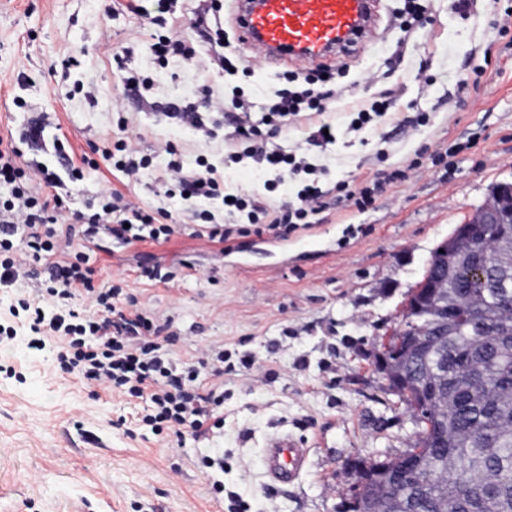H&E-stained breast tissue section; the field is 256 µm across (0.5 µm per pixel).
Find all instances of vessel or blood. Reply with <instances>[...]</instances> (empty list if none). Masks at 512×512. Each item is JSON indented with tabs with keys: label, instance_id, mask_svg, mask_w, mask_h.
<instances>
[{
	"label": "vessel or blood",
	"instance_id": "b4317fda",
	"mask_svg": "<svg viewBox=\"0 0 512 512\" xmlns=\"http://www.w3.org/2000/svg\"><path fill=\"white\" fill-rule=\"evenodd\" d=\"M242 43L267 64H320L366 41L375 30L380 0H230ZM309 451L285 433L263 449L271 481H296Z\"/></svg>",
	"mask_w": 512,
	"mask_h": 512
}]
</instances>
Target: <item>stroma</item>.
Wrapping results in <instances>:
<instances>
[{
    "instance_id": "stroma-1",
    "label": "stroma",
    "mask_w": 512,
    "mask_h": 512,
    "mask_svg": "<svg viewBox=\"0 0 512 512\" xmlns=\"http://www.w3.org/2000/svg\"><path fill=\"white\" fill-rule=\"evenodd\" d=\"M456 5L426 0L428 23L408 34L396 22L404 0H382L372 41L336 63V86H354L358 97L389 89L397 102L359 132L343 102L329 107L336 142L316 174L321 184L369 186L376 174L420 163L409 179L376 193L373 205L335 203L314 225L281 233L245 224L225 245L188 227L158 242L124 245L101 233L89 244L96 281L125 279L138 308L167 325L175 362L220 345L249 358L224 378L221 432L179 439L134 425L143 400L96 391L56 371L52 347L30 348L29 331L9 309L17 296L37 297L38 280L0 288V323L16 329L0 341V512H224L217 481L247 512H349L362 464L415 448V414L376 357L401 327L432 250L494 185L512 182V28H498L512 0H471L465 16ZM156 31L119 0H0V136L44 119L43 138L21 144L20 161L54 168L72 213L86 212L107 189L146 209L176 213L184 203L177 195L158 200L150 178L129 183L103 166L71 181L55 141L88 154L123 119L153 154L156 174L169 160V141L189 160L224 155L223 137L204 138L152 108L155 100L192 98L206 59L176 56L157 68ZM124 47L132 50L126 70L154 82L144 98L126 89V70L111 63V52ZM68 55L81 65L65 74L57 64ZM283 70L258 62L248 72L212 70L211 97L238 86L253 112H263ZM366 73L376 77L367 87L359 83ZM17 97L25 108L14 105ZM445 150L451 162L436 161ZM153 266L173 272L174 282L143 278ZM276 433L309 450L305 472L287 486L263 466L264 442ZM204 457L224 465L204 468Z\"/></svg>"
}]
</instances>
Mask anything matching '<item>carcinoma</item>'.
<instances>
[{
  "label": "carcinoma",
  "mask_w": 512,
  "mask_h": 512,
  "mask_svg": "<svg viewBox=\"0 0 512 512\" xmlns=\"http://www.w3.org/2000/svg\"><path fill=\"white\" fill-rule=\"evenodd\" d=\"M490 254L482 276L471 281L477 298L486 301L483 318L512 329V308L494 301ZM489 354L468 356L470 336L448 337V358L462 367L461 392L428 407L413 406L423 445L421 483L410 487L407 506L413 512H512V352L501 353L491 335L481 337Z\"/></svg>",
  "instance_id": "obj_1"
}]
</instances>
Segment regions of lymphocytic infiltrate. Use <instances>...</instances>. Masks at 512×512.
I'll list each match as a JSON object with an SVG mask.
<instances>
[{
	"instance_id": "f902f5d3",
	"label": "lymphocytic infiltrate",
	"mask_w": 512,
	"mask_h": 512,
	"mask_svg": "<svg viewBox=\"0 0 512 512\" xmlns=\"http://www.w3.org/2000/svg\"><path fill=\"white\" fill-rule=\"evenodd\" d=\"M217 0H204L195 12V32L209 48L210 65L224 71L236 68L223 51L224 29L212 24ZM284 88L267 104L261 124H254L251 106L240 90L224 101V119L233 128L225 141L230 162L251 161L265 179L266 188L288 183L297 190L291 201L277 207L226 184L223 166L197 155L184 164L174 145H166L170 159L157 186L158 195H180L187 202L224 200L229 216L270 227L307 223L326 207L327 190L313 179L316 166L307 153L268 146L261 132L277 136L288 124H306L309 146L333 144L324 112L340 92L331 87L323 70L283 73ZM20 151L13 142L0 141V183L11 185L10 199L0 201V284L7 286L25 267L45 264L47 278L37 301L25 308L34 325L44 327L56 343L55 359L66 373L111 394L145 400L143 423L156 431L182 437L213 434L224 426V376L234 364L227 352L213 349L207 357L176 366L169 356V337L163 325L140 313L133 297L122 287L95 284V270L85 250L98 234L127 243L170 236L178 225L166 209L150 211L134 206L116 191L102 194L99 210L85 216L83 224L68 222L65 201L57 189L59 176L47 167L26 170L18 163ZM99 157L105 166L139 180L153 169V158L141 152L130 138L108 142ZM86 298L88 308L73 309L75 297ZM209 369L211 385H203L202 369Z\"/></svg>"
}]
</instances>
